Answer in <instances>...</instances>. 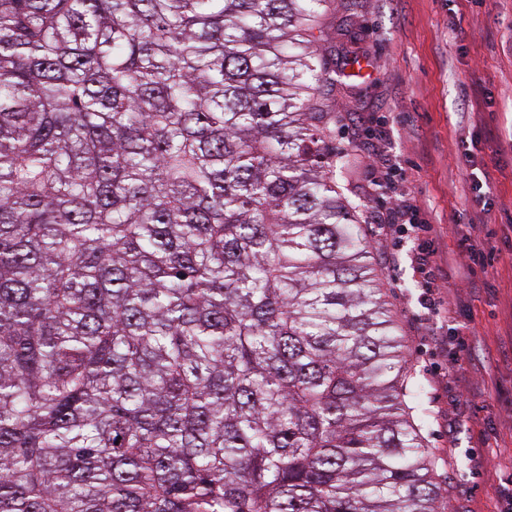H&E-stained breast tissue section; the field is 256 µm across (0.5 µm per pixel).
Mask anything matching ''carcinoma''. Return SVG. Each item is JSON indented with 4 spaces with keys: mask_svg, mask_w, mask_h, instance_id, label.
Masks as SVG:
<instances>
[{
    "mask_svg": "<svg viewBox=\"0 0 512 512\" xmlns=\"http://www.w3.org/2000/svg\"><path fill=\"white\" fill-rule=\"evenodd\" d=\"M333 4L0 0V512L447 510Z\"/></svg>",
    "mask_w": 512,
    "mask_h": 512,
    "instance_id": "obj_1",
    "label": "carcinoma"
}]
</instances>
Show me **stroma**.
<instances>
[{"label":"stroma","mask_w":512,"mask_h":512,"mask_svg":"<svg viewBox=\"0 0 512 512\" xmlns=\"http://www.w3.org/2000/svg\"><path fill=\"white\" fill-rule=\"evenodd\" d=\"M336 66L348 71L330 107L336 148L350 171L339 175L360 223L368 221L374 172L368 153L391 147L409 162L387 197L415 200L434 227L445 275L429 318L418 314L409 265L389 271L402 243L372 245L385 269L383 286L428 410L426 443L448 490V512H496L494 490L512 476V0H336L326 21ZM477 139L478 163L491 175L490 207L477 233L499 252L489 287L472 288L457 246L468 213L469 168L463 132ZM470 319L465 349L448 334L449 309Z\"/></svg>","instance_id":"35a3bbf8"}]
</instances>
